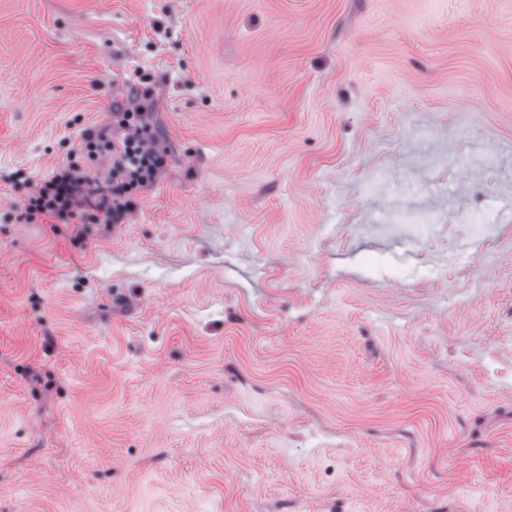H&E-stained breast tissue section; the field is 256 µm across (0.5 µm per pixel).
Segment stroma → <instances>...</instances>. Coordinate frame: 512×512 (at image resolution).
<instances>
[{"label":"stroma","mask_w":512,"mask_h":512,"mask_svg":"<svg viewBox=\"0 0 512 512\" xmlns=\"http://www.w3.org/2000/svg\"><path fill=\"white\" fill-rule=\"evenodd\" d=\"M139 85L123 223L20 224ZM512 0H0V512H512Z\"/></svg>","instance_id":"obj_1"}]
</instances>
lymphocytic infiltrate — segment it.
I'll return each instance as SVG.
<instances>
[{
    "instance_id": "lymphocytic-infiltrate-1",
    "label": "lymphocytic infiltrate",
    "mask_w": 512,
    "mask_h": 512,
    "mask_svg": "<svg viewBox=\"0 0 512 512\" xmlns=\"http://www.w3.org/2000/svg\"><path fill=\"white\" fill-rule=\"evenodd\" d=\"M152 126L151 112L137 99L113 106L109 121L82 133L80 163L55 167L30 182L17 222L72 224L82 231L91 224L122 223L137 193L155 183L167 165V151ZM102 159L109 162L105 178L90 177L86 165Z\"/></svg>"
}]
</instances>
